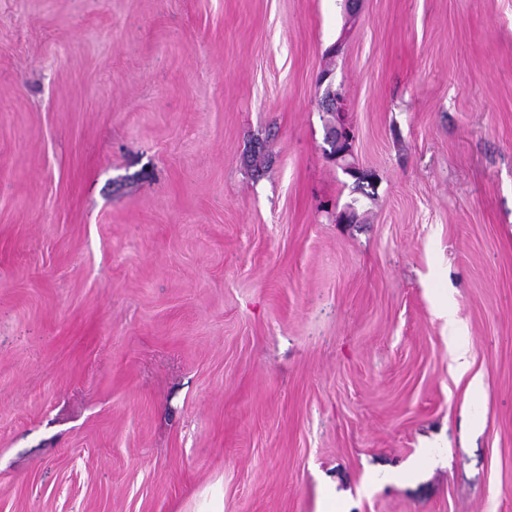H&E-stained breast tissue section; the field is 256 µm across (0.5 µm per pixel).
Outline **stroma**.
<instances>
[{
	"mask_svg": "<svg viewBox=\"0 0 512 512\" xmlns=\"http://www.w3.org/2000/svg\"><path fill=\"white\" fill-rule=\"evenodd\" d=\"M215 504L512 512V0H0V512ZM320 106L326 112H331L336 115V122L330 125L326 130V143H334V150H326V157L336 163V165L342 166L346 173L355 176L359 175L355 167L344 163L342 164L350 152L353 140V132L350 126L345 123L344 119V113L348 112V110L342 93L339 89H334L332 84L328 85L324 96L320 99ZM336 141L337 145L342 147V150L338 152H336Z\"/></svg>",
	"mask_w": 512,
	"mask_h": 512,
	"instance_id": "stroma-1",
	"label": "stroma"
}]
</instances>
